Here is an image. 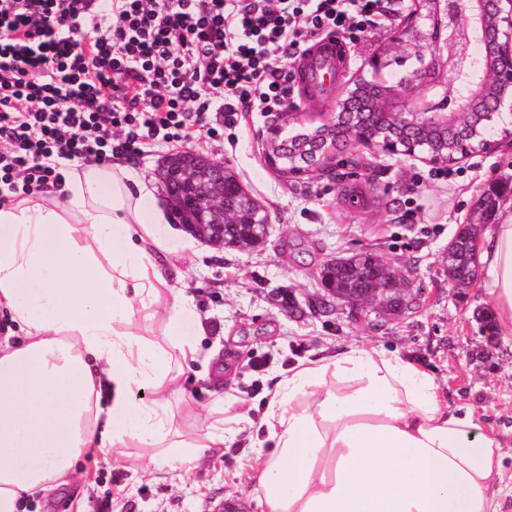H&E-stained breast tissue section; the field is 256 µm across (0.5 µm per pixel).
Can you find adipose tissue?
<instances>
[{
    "label": "adipose tissue",
    "mask_w": 512,
    "mask_h": 512,
    "mask_svg": "<svg viewBox=\"0 0 512 512\" xmlns=\"http://www.w3.org/2000/svg\"><path fill=\"white\" fill-rule=\"evenodd\" d=\"M61 194L0 207V309L24 333L0 341V512L70 483L91 451L188 471L241 433L219 396L186 437L168 400L175 367L197 353L196 314L170 284L177 255L158 230L163 208H143L152 191L128 166L91 164ZM482 261L498 330L512 335V210ZM139 308L162 341L145 338ZM265 428L261 512H496L499 442L402 357L349 349L297 363Z\"/></svg>",
    "instance_id": "adipose-tissue-1"
}]
</instances>
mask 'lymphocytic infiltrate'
Instances as JSON below:
<instances>
[{
  "instance_id": "1",
  "label": "lymphocytic infiltrate",
  "mask_w": 512,
  "mask_h": 512,
  "mask_svg": "<svg viewBox=\"0 0 512 512\" xmlns=\"http://www.w3.org/2000/svg\"><path fill=\"white\" fill-rule=\"evenodd\" d=\"M386 0H0V205L75 166L280 112L320 37L355 42ZM93 38H84V28Z\"/></svg>"
}]
</instances>
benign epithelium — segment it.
I'll return each mask as SVG.
<instances>
[{
	"label": "benign epithelium",
	"mask_w": 512,
	"mask_h": 512,
	"mask_svg": "<svg viewBox=\"0 0 512 512\" xmlns=\"http://www.w3.org/2000/svg\"><path fill=\"white\" fill-rule=\"evenodd\" d=\"M429 27L422 37L430 48L429 62L392 79L382 60L372 62L373 79L367 107L382 123L363 119L357 98L346 92L338 101L346 135L361 145L385 152L415 156L421 152L433 165H448L456 155H472L469 138L485 129L480 152L492 150L489 123L494 117L512 115V0H425ZM482 46L478 56L470 45ZM281 125L269 128L267 159L275 163ZM198 178V169L175 173L161 171V182L187 186Z\"/></svg>",
	"instance_id": "1"
}]
</instances>
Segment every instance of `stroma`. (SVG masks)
Here are the masks:
<instances>
[{
  "label": "stroma",
  "mask_w": 512,
  "mask_h": 512,
  "mask_svg": "<svg viewBox=\"0 0 512 512\" xmlns=\"http://www.w3.org/2000/svg\"><path fill=\"white\" fill-rule=\"evenodd\" d=\"M392 10L364 39L348 44L339 87L369 77L370 62L393 59L412 43L410 65L429 58L419 38L426 21L406 27L415 0H392ZM335 100L295 89L284 127L322 125ZM271 117L254 112L236 127L200 134L189 149L222 159L268 218L264 241L249 251L195 241L171 274L175 290L193 299L200 318L198 356L178 379L175 402L181 429L198 432L216 389L224 391V424L246 431L223 453L190 472L158 469L148 457L116 460L91 453L68 486L28 500L29 512H259L254 470L266 402L289 366L349 348L386 351L426 368L445 390L448 405L468 408L500 441L502 491L497 512H512V335L489 337L478 312H491L486 271L463 288L448 282V244L461 225L488 235L495 216L481 201L495 193L497 209L512 207V140L450 165L445 180L427 176L423 159L389 155L375 147L337 141L324 169L291 175L271 167L265 148ZM175 146L157 142L130 165L168 200L158 172ZM360 252L379 255L410 282L418 301L399 314L350 307L324 287V265ZM219 350L224 370L208 354ZM267 358L264 370H253Z\"/></svg>",
  "instance_id": "stroma-1"
}]
</instances>
